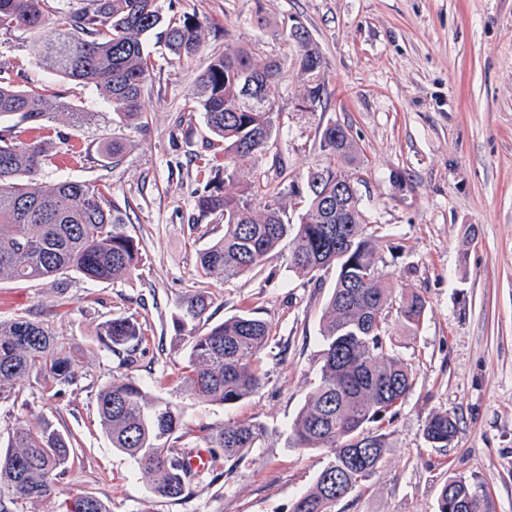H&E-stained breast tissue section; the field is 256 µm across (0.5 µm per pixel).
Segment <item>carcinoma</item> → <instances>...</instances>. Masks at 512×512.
Segmentation results:
<instances>
[{
	"mask_svg": "<svg viewBox=\"0 0 512 512\" xmlns=\"http://www.w3.org/2000/svg\"><path fill=\"white\" fill-rule=\"evenodd\" d=\"M37 34L31 52L45 69L84 86L95 87L112 112L129 125L146 117L144 95L152 64L147 40L164 41L178 60L200 49L204 28L193 17L162 14L157 0H88L84 8L48 13L46 0H0V32ZM288 39L299 64L323 67V59L304 26L289 29ZM279 65L257 61L244 47L224 46L199 74L192 98L200 107L215 141L222 143V163L207 160L195 190L199 216L218 215L224 235L199 253L203 278L228 282L254 273L268 255L288 247V268L295 276L318 281L333 269L335 280L323 312L320 375L291 426V444L321 449L327 461L312 487L299 496L291 512H334L336 503L370 477L388 448V434L372 431L371 423L393 418L412 389L410 365L398 352V338L385 310L396 307L399 325L415 333L423 324L427 304L420 293H395L379 266L378 240L368 224L360 197L349 195L345 219L336 221V180L354 179L356 146L348 130L331 122L321 131L326 163L307 172L303 182L287 190L269 188L256 162L274 133L273 112L261 109L278 83ZM18 74L0 66V118L14 120L0 133V282L34 281L75 272L96 281L122 279L141 262L140 248L125 231L128 201L111 195L102 183L63 180L43 182L41 170L54 163L37 132L53 116L48 99L58 97L48 85L15 84ZM59 111L72 126L88 113L61 102ZM134 141L112 139L105 157L119 165ZM235 184L238 191L225 192ZM303 199L299 222L292 223L284 194ZM262 198L261 210L254 200ZM212 304L209 292L189 297L174 318L183 331L201 319ZM145 335L130 317H114L100 325V345L134 362ZM271 339L269 324L249 311L224 319L203 333L189 332L188 354L181 367V394L232 406L253 395L262 378L253 359ZM75 350L52 334L44 321L18 314L0 319V405L18 403L31 378L61 387L75 382ZM98 417L112 447L127 455L151 481L154 495L178 498L189 475L182 454L170 446L186 428L169 401L150 399L130 377L115 378L97 395ZM457 419L435 412L427 419L425 440L446 448L456 436ZM210 448L205 471L221 469L223 456L244 458L266 434L263 425L228 421L213 431L201 428ZM71 439L48 423L20 424L0 454V512L19 500L38 501L55 493L72 471ZM64 512H110L92 496L64 501ZM437 512H495L489 492L477 482L451 476L438 497Z\"/></svg>",
	"mask_w": 512,
	"mask_h": 512,
	"instance_id": "carcinoma-1",
	"label": "carcinoma"
}]
</instances>
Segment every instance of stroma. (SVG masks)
Returning a JSON list of instances; mask_svg holds the SVG:
<instances>
[{
    "mask_svg": "<svg viewBox=\"0 0 512 512\" xmlns=\"http://www.w3.org/2000/svg\"><path fill=\"white\" fill-rule=\"evenodd\" d=\"M159 4L208 27L188 61L173 60L162 43L149 41L153 70L142 130L113 116L95 87L42 69L30 53V33H0V64L18 71L19 85L51 86L91 115L77 128L62 115L51 122L44 137L64 159L46 167L42 179L109 184L131 206L126 232L141 249L130 277L91 281L71 274L62 297L51 278L0 283L1 319L31 314L82 348L72 365L77 382L65 394L34 380L25 388V408L0 407L1 442L21 419L50 423L77 440L62 494L19 502L13 512H61L67 493L102 499L111 512H290L326 460L322 450L289 446L288 435L319 379V320L333 272L298 280L282 252L230 282L197 273L200 252L223 235L224 223L198 218L194 207L208 131L190 93L211 54L228 42L281 66L270 96L277 131L258 170L274 176L281 157L289 177H303L326 162L325 125L348 128L382 269L397 290L417 291L427 303L423 325L400 348L413 388L392 421L380 424L390 446L376 472L335 512H436L442 484L460 475L486 487L496 512H512V0ZM259 16L264 25H256ZM296 22L325 61L323 100L307 110L300 103L308 82L286 39ZM115 137L135 142L116 167L103 156ZM201 288L214 303L196 332L248 309L272 328L254 360L261 388L230 407L178 390L186 344L173 319ZM119 316L145 329L131 363L99 346L101 322ZM126 376L180 408L190 432L176 440L179 451L201 447L198 427L217 429L229 419L261 423L266 435L244 459H225L219 474L192 480L181 498L155 496L148 477L113 449L98 423V391ZM437 411L458 420L445 448L423 435Z\"/></svg>",
    "mask_w": 512,
    "mask_h": 512,
    "instance_id": "1",
    "label": "stroma"
}]
</instances>
